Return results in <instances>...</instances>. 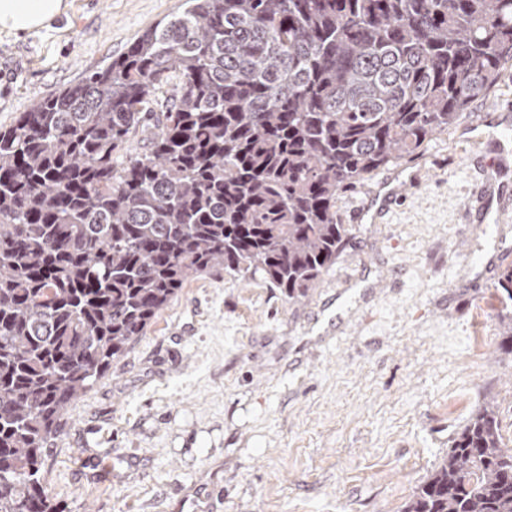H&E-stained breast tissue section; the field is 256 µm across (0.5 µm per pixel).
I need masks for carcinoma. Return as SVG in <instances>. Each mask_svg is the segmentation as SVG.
I'll return each mask as SVG.
<instances>
[{"label":"carcinoma","instance_id":"1","mask_svg":"<svg viewBox=\"0 0 512 512\" xmlns=\"http://www.w3.org/2000/svg\"><path fill=\"white\" fill-rule=\"evenodd\" d=\"M185 2L0 128V512H59L42 478L59 420L188 278L307 296L348 233L337 193L420 155L512 61V0ZM138 130L149 150L117 167ZM496 290L512 305L511 263ZM404 512H512L494 404Z\"/></svg>","mask_w":512,"mask_h":512}]
</instances>
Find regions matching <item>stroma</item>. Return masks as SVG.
Here are the masks:
<instances>
[{"label":"stroma","mask_w":512,"mask_h":512,"mask_svg":"<svg viewBox=\"0 0 512 512\" xmlns=\"http://www.w3.org/2000/svg\"><path fill=\"white\" fill-rule=\"evenodd\" d=\"M183 0H69L48 27L0 32V127L81 81ZM512 105V63L422 155L340 191L349 236L306 298L261 276L188 280L75 400L42 474L64 512H403L484 403L512 444L505 310L476 259L512 251V223L467 211L495 138L476 113ZM415 178L378 221L350 213L387 178Z\"/></svg>","instance_id":"stroma-1"}]
</instances>
